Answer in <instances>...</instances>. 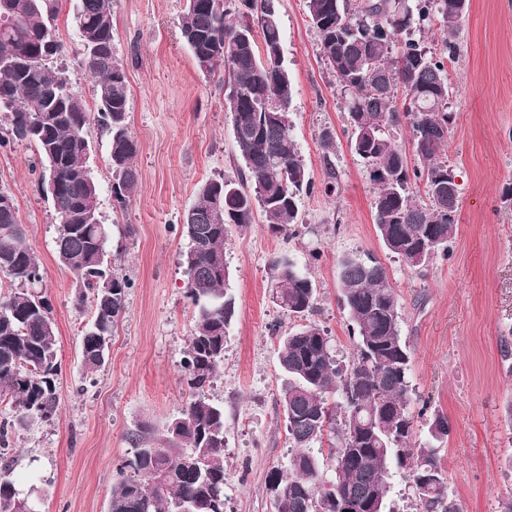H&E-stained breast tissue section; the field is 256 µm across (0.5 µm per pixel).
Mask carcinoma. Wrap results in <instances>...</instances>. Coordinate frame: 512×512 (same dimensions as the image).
<instances>
[{
  "instance_id": "carcinoma-1",
  "label": "carcinoma",
  "mask_w": 512,
  "mask_h": 512,
  "mask_svg": "<svg viewBox=\"0 0 512 512\" xmlns=\"http://www.w3.org/2000/svg\"><path fill=\"white\" fill-rule=\"evenodd\" d=\"M14 16L0 18V109L14 138L34 145L40 163L55 175L47 196L56 216V250L73 273L79 302L90 300L91 323L82 334V366L95 374L105 366L111 337L125 311L129 282L118 276L106 250L107 231L91 175L90 127L109 140L112 195L119 207L133 199L140 180L138 144L131 133L129 92L123 64L113 51L112 0H80L79 52L87 74L98 79V112H88L64 73L52 64L62 51L52 22L56 0H9ZM279 0H186L180 30L196 66L219 75L231 114L242 165L236 176L202 183L182 225L190 247L182 255L187 297L194 306L183 368L189 394L181 423L156 434L144 425L119 467L109 512H224V408L209 389L224 362L226 329L235 301L225 290L224 242L263 218L269 231L284 233L299 223L298 201L314 182L298 151L288 105L293 87L278 57ZM468 0H305L319 37L320 53L344 93L350 147L376 186L373 209L385 249L412 268L448 256L459 208L448 209V185L458 174L440 159L453 122L445 66L455 59L452 38ZM436 27L445 36L441 53L413 39ZM261 42H256L255 33ZM410 130L414 165L394 137ZM327 194L338 179L332 160L335 138L321 134ZM419 183L425 203L411 195ZM0 406L12 419L0 425V449L9 431L49 422L58 412V341L51 308L42 292L40 266L24 245L12 194L0 188ZM272 295L290 318L315 308L317 289L293 260L271 263ZM340 302L347 311L352 360L339 362L330 337L307 321L279 337L285 375L278 401L293 454L288 472L268 476L267 492L288 496V512H341L346 500L388 508L390 466L406 471L415 489L409 512H462L450 496L438 444L448 439V417L422 406L413 413L410 351L401 336L400 303L385 266L375 257L339 261ZM430 414L429 442L413 440L414 418ZM333 434L332 467L323 471L313 445ZM40 498L23 492L0 472V512H39Z\"/></svg>"
}]
</instances>
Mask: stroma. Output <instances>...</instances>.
<instances>
[{"instance_id": "35a3bbf8", "label": "stroma", "mask_w": 512, "mask_h": 512, "mask_svg": "<svg viewBox=\"0 0 512 512\" xmlns=\"http://www.w3.org/2000/svg\"><path fill=\"white\" fill-rule=\"evenodd\" d=\"M78 3L59 0L55 34L66 48L65 77L93 112L95 82L79 57ZM184 7L185 0L112 6L141 179L129 205L118 207L107 137L93 128L99 219L112 265L129 282L109 360L96 375L82 369L81 334L91 311L78 306L74 276L58 258L55 215L32 169L35 149L17 139L0 148V187L12 193L24 243L39 261L61 360L57 416L20 431L0 468L22 480L33 472L44 477L42 512H108L132 432L143 425L163 431L187 397L181 361L193 305L181 265L188 246L183 213L203 182L233 174L238 159L224 87L196 68L181 36ZM280 24L293 80L291 132L315 189L300 200L294 233L276 235L256 223L233 231L224 245L236 317L209 391L224 408V512H271L266 477L287 470L290 459L271 328L289 331L297 321L272 299V260L292 258L315 283L312 318L346 362L353 347L338 303V262L365 253L386 266L399 294L415 393L452 426L441 449L449 492L463 512H498L512 493V0H469L458 24L448 65L454 123L442 149L460 175L458 226L448 258L423 271L385 251L377 237L376 187L350 147L345 100L320 56L304 0H280ZM326 129L336 139L339 186L331 195L323 191Z\"/></svg>"}]
</instances>
